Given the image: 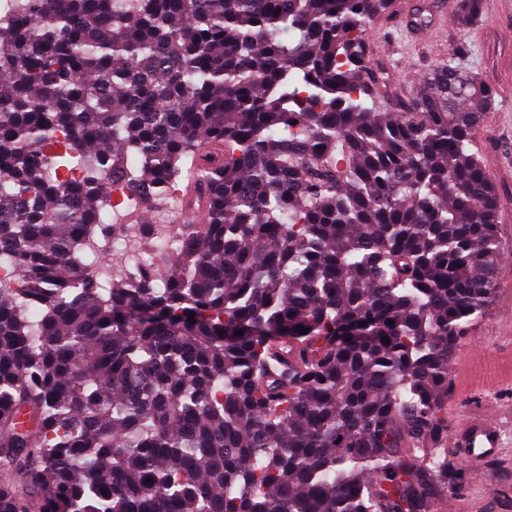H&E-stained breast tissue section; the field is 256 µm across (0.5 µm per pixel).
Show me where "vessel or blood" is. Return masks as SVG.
<instances>
[{
	"label": "vessel or blood",
	"instance_id": "obj_1",
	"mask_svg": "<svg viewBox=\"0 0 512 512\" xmlns=\"http://www.w3.org/2000/svg\"><path fill=\"white\" fill-rule=\"evenodd\" d=\"M449 445L473 468L499 457L505 448L499 424L487 415H472L459 422L449 436Z\"/></svg>",
	"mask_w": 512,
	"mask_h": 512
}]
</instances>
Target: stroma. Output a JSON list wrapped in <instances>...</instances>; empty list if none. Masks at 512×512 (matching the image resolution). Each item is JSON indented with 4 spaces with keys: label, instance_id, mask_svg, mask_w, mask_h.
Segmentation results:
<instances>
[{
    "label": "stroma",
    "instance_id": "1",
    "mask_svg": "<svg viewBox=\"0 0 512 512\" xmlns=\"http://www.w3.org/2000/svg\"><path fill=\"white\" fill-rule=\"evenodd\" d=\"M476 21L457 20L458 0H393L391 13L377 20L367 38L370 64L385 75L392 102L404 101L438 63L475 73L494 93V102L475 131L485 172L498 198L497 235L503 264L493 302L460 337L448 368V418L496 412L504 427V454L473 470L456 457L448 462L462 473L456 493L436 500L454 512H512V322L502 319L512 293V0H480ZM427 26H413L417 12Z\"/></svg>",
    "mask_w": 512,
    "mask_h": 512
}]
</instances>
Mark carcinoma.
<instances>
[{
  "mask_svg": "<svg viewBox=\"0 0 512 512\" xmlns=\"http://www.w3.org/2000/svg\"><path fill=\"white\" fill-rule=\"evenodd\" d=\"M390 6L0 0V512H432L458 485L435 445L500 265L493 92L440 63L392 111ZM177 181L167 263L94 273L112 189Z\"/></svg>",
  "mask_w": 512,
  "mask_h": 512,
  "instance_id": "1",
  "label": "carcinoma"
}]
</instances>
